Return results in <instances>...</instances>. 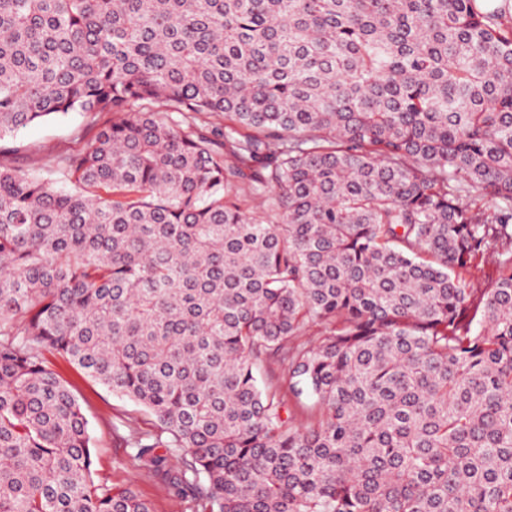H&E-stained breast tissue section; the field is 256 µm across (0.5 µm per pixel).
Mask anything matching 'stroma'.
Returning <instances> with one entry per match:
<instances>
[{
  "mask_svg": "<svg viewBox=\"0 0 512 512\" xmlns=\"http://www.w3.org/2000/svg\"><path fill=\"white\" fill-rule=\"evenodd\" d=\"M111 120L108 114L92 121L82 113L72 112L28 126L14 137L13 159L17 165L39 169L47 155H63L86 147L93 136L92 124H107ZM58 370L89 421L96 482L132 487L151 503L154 512H188L186 502L169 479L149 471L135 459L134 449L125 447L122 441L133 428L153 431V418L142 407L112 394L80 369L62 362Z\"/></svg>",
  "mask_w": 512,
  "mask_h": 512,
  "instance_id": "obj_1",
  "label": "stroma"
}]
</instances>
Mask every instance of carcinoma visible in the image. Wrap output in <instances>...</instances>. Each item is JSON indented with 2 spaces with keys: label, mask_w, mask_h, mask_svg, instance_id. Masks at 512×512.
<instances>
[{
  "label": "carcinoma",
  "mask_w": 512,
  "mask_h": 512,
  "mask_svg": "<svg viewBox=\"0 0 512 512\" xmlns=\"http://www.w3.org/2000/svg\"><path fill=\"white\" fill-rule=\"evenodd\" d=\"M58 360L191 512H512V7L0 0V512H152ZM80 112L55 116L20 130L11 142L17 165L38 170L48 154H66L80 150L91 141L95 129ZM58 371L89 421L96 482L132 486L151 503L153 512H190L169 479L149 471L134 458L135 450L125 447L121 439L129 428L153 431V418L142 407L112 394L76 367L59 362Z\"/></svg>",
  "instance_id": "carcinoma-1"
}]
</instances>
